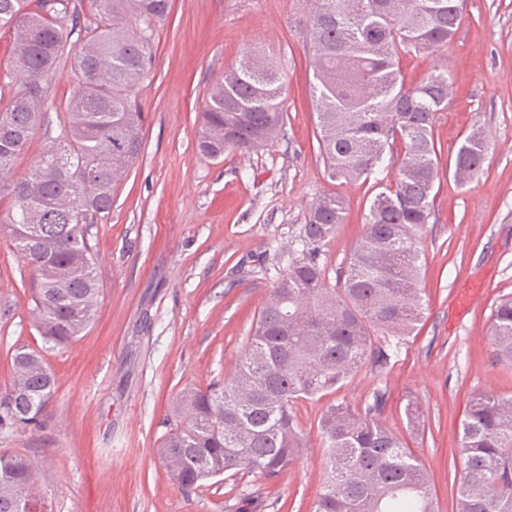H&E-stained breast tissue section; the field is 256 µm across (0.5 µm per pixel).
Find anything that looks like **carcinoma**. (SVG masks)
<instances>
[{"label": "carcinoma", "mask_w": 512, "mask_h": 512, "mask_svg": "<svg viewBox=\"0 0 512 512\" xmlns=\"http://www.w3.org/2000/svg\"><path fill=\"white\" fill-rule=\"evenodd\" d=\"M71 62L75 91L55 141L24 178L3 183L44 119L46 77L77 26L71 0H0V28L13 31L19 83L0 109V193L15 211L0 235L34 271L32 320L45 342L82 335L97 314L101 279L90 244L91 223L105 220L120 176L140 156L144 115L135 94L152 63L155 26L171 0H90ZM463 20V0H317L299 19L312 54L310 85L320 155L332 179L368 180L390 157L389 183L369 205L365 229L337 287L319 262L343 223L346 200L325 194L302 226L301 257L263 304L235 373L222 384L186 388L173 399V427L158 449L171 482L189 493L229 474L274 481L303 448L293 406L348 381L367 362L382 368L392 340L409 336L424 314L419 244L434 216L440 156L433 137L448 110V70L408 86L405 52L448 43ZM283 78L258 49L210 90L201 115L200 153L256 151L277 138L285 120ZM489 143L473 129L452 171L465 186L482 170ZM494 360L512 366V296L493 310ZM12 379L0 389V431L31 425L45 412L55 377L42 355L14 349ZM383 393L364 413L328 405L318 421L328 451L327 478L312 512H440L420 460L377 417ZM462 474L455 512H512V396L476 393L458 430ZM38 494L31 461L0 456V512H19Z\"/></svg>", "instance_id": "obj_1"}]
</instances>
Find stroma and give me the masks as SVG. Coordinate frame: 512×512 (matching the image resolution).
Masks as SVG:
<instances>
[{"instance_id": "obj_1", "label": "stroma", "mask_w": 512, "mask_h": 512, "mask_svg": "<svg viewBox=\"0 0 512 512\" xmlns=\"http://www.w3.org/2000/svg\"><path fill=\"white\" fill-rule=\"evenodd\" d=\"M314 0H173L154 32L137 91L146 116L142 152L123 174L107 220L92 225L102 279L89 330L65 347L30 321L31 269L0 238V386L11 355L42 353L57 385L39 426L0 432V455L35 466L48 512H310L326 450L318 420L330 403L362 411L375 392L380 421L428 470L440 512H453L461 474L458 426L475 392L512 395V367L495 364L488 328L512 293V0H465L456 37L403 55L406 83L451 73L450 106L433 128L441 164L480 127L491 149L468 185L441 177L435 217L419 245L425 317L385 368H363L341 388L294 406L304 446L278 481L210 480L186 494L157 450L175 395L223 382L245 349L270 290L300 251L310 206L329 192L346 213L323 249L336 284L360 237L370 183L330 180L318 147L311 52L297 21ZM270 52L284 81L285 124L273 144L219 159L197 149L205 99L246 47ZM46 122L16 161L22 177L60 132L74 94L69 58L48 79ZM416 400L424 431L410 428Z\"/></svg>"}]
</instances>
